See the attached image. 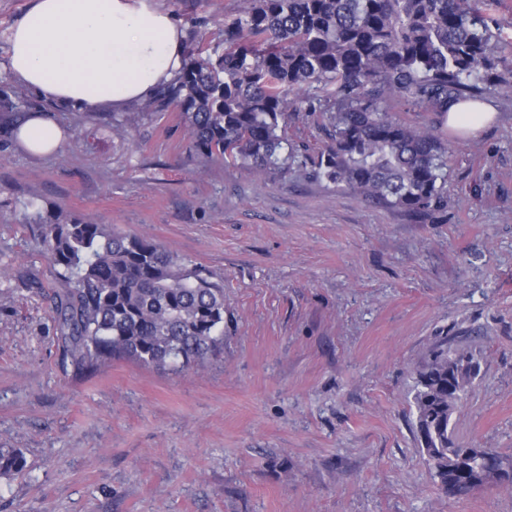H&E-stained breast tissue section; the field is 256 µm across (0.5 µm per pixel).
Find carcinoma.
<instances>
[{
    "mask_svg": "<svg viewBox=\"0 0 512 512\" xmlns=\"http://www.w3.org/2000/svg\"><path fill=\"white\" fill-rule=\"evenodd\" d=\"M487 0H251L224 20L216 47L200 38L177 77L149 103L176 104L189 153L256 175L288 171V111L319 113L324 146L315 175L338 189L413 215L447 204L450 142L398 121L403 101L446 117L448 103L484 91L512 94V43L492 30ZM30 228L65 287L52 310L62 367L94 372L113 358L183 368L224 343V286L205 268L146 237L82 219ZM477 362L439 348L413 387L415 430L438 488L466 497L506 479L512 456L455 442L451 420ZM17 448H0V475L26 470Z\"/></svg>",
    "mask_w": 512,
    "mask_h": 512,
    "instance_id": "obj_1",
    "label": "carcinoma"
}]
</instances>
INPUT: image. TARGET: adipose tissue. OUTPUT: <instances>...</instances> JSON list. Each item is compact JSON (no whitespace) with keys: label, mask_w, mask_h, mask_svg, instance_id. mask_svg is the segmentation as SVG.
<instances>
[{"label":"adipose tissue","mask_w":512,"mask_h":512,"mask_svg":"<svg viewBox=\"0 0 512 512\" xmlns=\"http://www.w3.org/2000/svg\"><path fill=\"white\" fill-rule=\"evenodd\" d=\"M10 79L39 98L77 112L121 110L148 100L181 70L185 33L151 0H34L9 30ZM494 119L485 106L449 105L448 130L478 135ZM17 143L37 154L62 144L42 112L18 124Z\"/></svg>","instance_id":"obj_1"}]
</instances>
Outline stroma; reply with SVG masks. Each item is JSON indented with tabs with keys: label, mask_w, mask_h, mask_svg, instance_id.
Wrapping results in <instances>:
<instances>
[{
	"label": "stroma",
	"mask_w": 512,
	"mask_h": 512,
	"mask_svg": "<svg viewBox=\"0 0 512 512\" xmlns=\"http://www.w3.org/2000/svg\"><path fill=\"white\" fill-rule=\"evenodd\" d=\"M32 0H0L8 34ZM218 42L248 0H153ZM451 137L446 206L414 216L317 180L324 137L292 113L302 164L282 175L188 158L179 108L119 131L54 109L64 141L24 152L0 113V512H512L495 485L465 497L430 477L412 387L438 347L480 369L452 418L464 444L512 455V95ZM152 239L224 282V351L181 371L115 360L63 372L59 281L32 208ZM38 278L43 289L29 287ZM26 458L17 448H0V475L10 476L26 470Z\"/></svg>",
	"instance_id": "obj_1"
}]
</instances>
